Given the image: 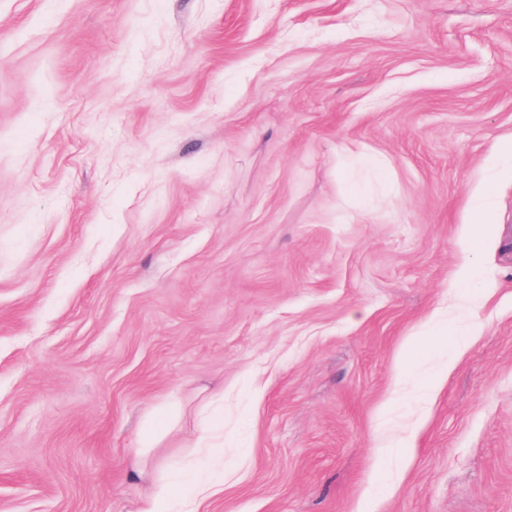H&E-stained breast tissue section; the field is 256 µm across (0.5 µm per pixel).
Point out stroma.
I'll return each instance as SVG.
<instances>
[{"label": "stroma", "instance_id": "35a3bbf8", "mask_svg": "<svg viewBox=\"0 0 512 512\" xmlns=\"http://www.w3.org/2000/svg\"><path fill=\"white\" fill-rule=\"evenodd\" d=\"M510 142L512 0H0V512H512ZM487 199V193H482L481 197L475 202L474 205V220L472 222L471 238L469 246L474 252L477 250L481 243V237L487 227L490 225L489 220V208L485 202ZM219 491L221 489L215 483L206 478L197 477L193 481L191 493L177 501L174 483L167 479H159L145 496L140 512H198V501Z\"/></svg>", "mask_w": 512, "mask_h": 512}]
</instances>
